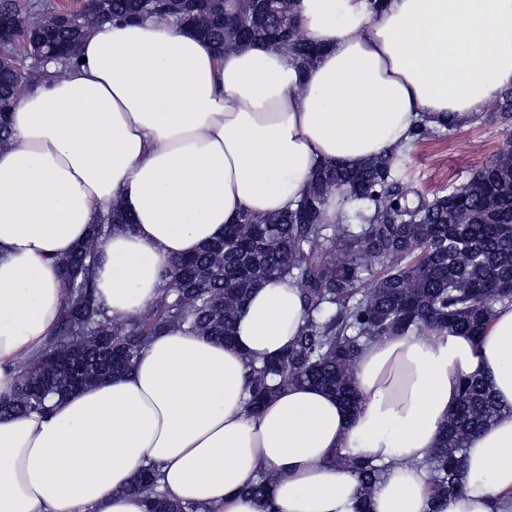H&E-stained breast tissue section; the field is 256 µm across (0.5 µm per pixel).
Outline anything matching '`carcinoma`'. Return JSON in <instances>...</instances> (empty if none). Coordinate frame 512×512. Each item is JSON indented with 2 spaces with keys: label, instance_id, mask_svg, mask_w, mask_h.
<instances>
[{
  "label": "carcinoma",
  "instance_id": "carcinoma-1",
  "mask_svg": "<svg viewBox=\"0 0 512 512\" xmlns=\"http://www.w3.org/2000/svg\"><path fill=\"white\" fill-rule=\"evenodd\" d=\"M299 0H93L76 11L31 0H0L13 16L9 43L0 46V147L11 144L9 114L21 89L47 76L44 62L77 63L83 37L103 22L171 19L193 28L218 56L247 45H268L274 28L288 41L271 49L303 69L319 48L303 33ZM495 114L512 120V88ZM400 153H383L356 169L330 162L315 169L308 191L288 209L239 214L224 236L171 262L167 287L138 316L115 320L97 295L94 271L104 239L133 223L120 202L94 225L91 238L58 259L62 313L41 351L17 365L14 391L0 398V419L49 410V402L114 376L132 373L153 337L179 330L229 345L238 315L261 283L288 277L299 288L304 323L274 357L247 359L250 406L258 410L290 385L319 387L355 411L356 364L367 344L387 336L434 330L482 335L495 307L512 306V133L468 187L425 198L403 183ZM337 196L336 223L325 205ZM501 413L489 385L460 382V399L425 461L436 495L462 491L468 440ZM367 500L384 468L344 457ZM153 468L136 472L126 491L144 496L149 512H217L166 499ZM265 474L245 494L267 500Z\"/></svg>",
  "mask_w": 512,
  "mask_h": 512
}]
</instances>
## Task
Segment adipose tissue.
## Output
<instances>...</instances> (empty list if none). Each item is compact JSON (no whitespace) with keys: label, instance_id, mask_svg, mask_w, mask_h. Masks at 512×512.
<instances>
[{"label":"adipose tissue","instance_id":"1","mask_svg":"<svg viewBox=\"0 0 512 512\" xmlns=\"http://www.w3.org/2000/svg\"><path fill=\"white\" fill-rule=\"evenodd\" d=\"M299 14L321 48L307 70L262 45L217 57L164 20L105 22L64 78L20 95L0 149L1 396L60 317L58 258L112 201L135 225L102 243L95 277L125 319L162 293L172 260L242 211L300 199L318 163L355 168L418 124L464 126L512 86V0H386L376 13L367 0H301ZM303 322L297 285L271 280L233 345L169 332L132 374L0 420V512H148L124 488L149 465L168 498L221 512H497L512 497V307L478 338L366 346L357 411L306 385L251 411L246 359L280 352ZM470 375L502 412L469 439L461 492L436 498L425 461ZM340 456L384 467L369 500ZM263 471L276 476L267 502L243 493Z\"/></svg>","mask_w":512,"mask_h":512}]
</instances>
